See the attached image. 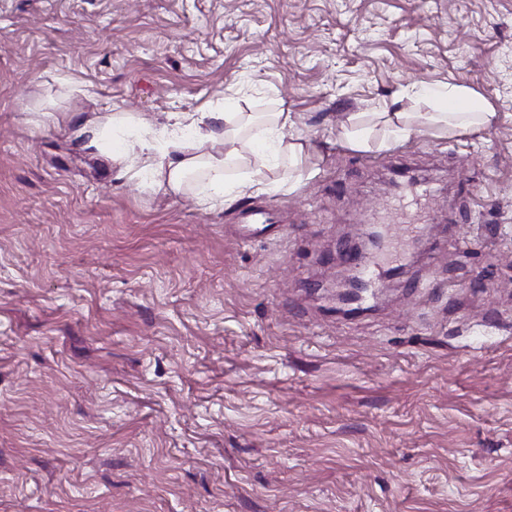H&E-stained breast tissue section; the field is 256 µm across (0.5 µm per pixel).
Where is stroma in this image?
I'll list each match as a JSON object with an SVG mask.
<instances>
[{"label":"stroma","mask_w":512,"mask_h":512,"mask_svg":"<svg viewBox=\"0 0 512 512\" xmlns=\"http://www.w3.org/2000/svg\"><path fill=\"white\" fill-rule=\"evenodd\" d=\"M449 84L497 121L346 144ZM277 109L311 157L216 206L76 134ZM0 512H512V0H0ZM124 122L121 116H114V114L105 118L97 117L86 120L76 132L79 136L87 137L92 145L103 147L106 156L122 176L131 171L137 163L135 159L128 157L122 149L114 145L115 133L124 125ZM369 282L365 280L363 272L353 269L348 273L338 285L336 289V299L341 301H356L360 298L361 293L368 289Z\"/></svg>","instance_id":"stroma-1"}]
</instances>
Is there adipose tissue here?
<instances>
[{
	"mask_svg": "<svg viewBox=\"0 0 512 512\" xmlns=\"http://www.w3.org/2000/svg\"><path fill=\"white\" fill-rule=\"evenodd\" d=\"M418 102L423 106L419 112L352 114L343 137L352 149L379 150L386 147L391 138L409 134L421 127L446 133L458 128L487 127L497 119L496 113L465 87L424 88L418 94ZM185 121L183 113H169L164 135L159 137L151 134L142 138L140 157L136 160L112 144L116 131L124 124L122 117L112 115L86 120L78 133L87 137L92 145L104 148L119 174H127L136 163H143L150 174L149 184L153 188L177 192L188 187L190 179L200 180V198L206 203L223 197L224 176L231 168L247 173L246 178L236 185L238 194L266 192L271 188L262 165L256 162L261 155L256 144L237 147L240 131L261 127L266 140L277 143L278 154L292 161L301 159L305 152L304 144L282 142L281 135L290 121L289 113L283 111L239 112L235 115L234 127H199L189 137L183 133ZM216 141L230 144V151H214L212 144Z\"/></svg>",
	"mask_w": 512,
	"mask_h": 512,
	"instance_id": "1",
	"label": "adipose tissue"
}]
</instances>
